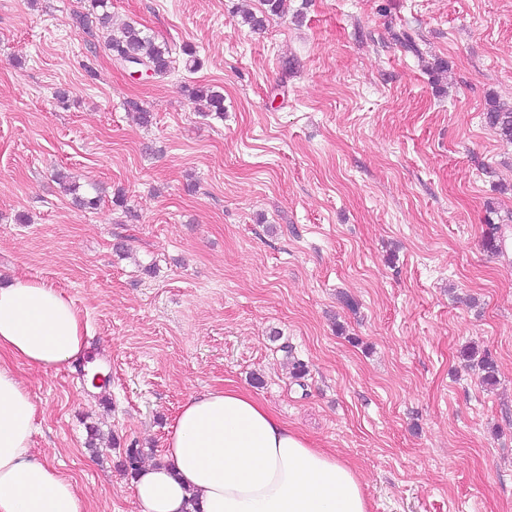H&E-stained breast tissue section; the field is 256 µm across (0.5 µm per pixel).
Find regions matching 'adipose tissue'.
<instances>
[{
    "instance_id": "1",
    "label": "adipose tissue",
    "mask_w": 512,
    "mask_h": 512,
    "mask_svg": "<svg viewBox=\"0 0 512 512\" xmlns=\"http://www.w3.org/2000/svg\"><path fill=\"white\" fill-rule=\"evenodd\" d=\"M86 332L53 285L18 277L0 287V512H87L76 485L33 452L36 405L14 370L83 361ZM162 456L136 476L140 512H368L348 462L235 386L190 396Z\"/></svg>"
}]
</instances>
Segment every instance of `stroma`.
<instances>
[{
  "mask_svg": "<svg viewBox=\"0 0 512 512\" xmlns=\"http://www.w3.org/2000/svg\"><path fill=\"white\" fill-rule=\"evenodd\" d=\"M108 3L170 72L115 61L74 20L91 0H0V282L54 284L88 328L76 370L15 366L33 450L89 512H139L126 449L158 459L189 396L236 385L371 512H512V143L484 115L512 105V0H288L260 31L262 0ZM190 97L193 101H206L209 112H214L218 117L224 115V95L213 88L205 85H198L191 89ZM460 355L463 360L467 362L476 361V366L481 371V379L486 384H492L495 382V363L494 360L488 355V353H480L474 348L464 349L460 351Z\"/></svg>",
  "mask_w": 512,
  "mask_h": 512,
  "instance_id": "35a3bbf8",
  "label": "stroma"
}]
</instances>
